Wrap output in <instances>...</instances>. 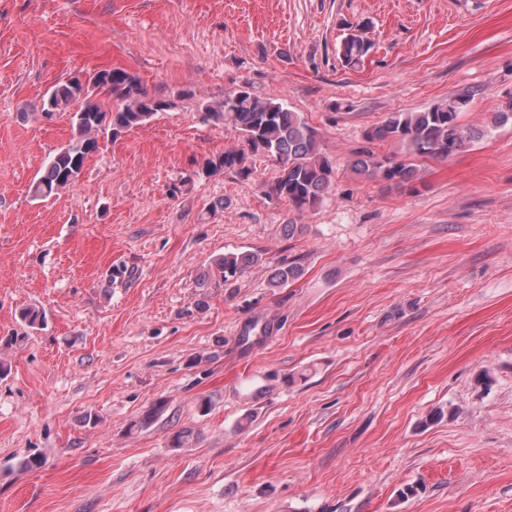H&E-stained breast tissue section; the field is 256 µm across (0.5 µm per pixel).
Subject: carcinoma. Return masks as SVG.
<instances>
[{"label":"carcinoma","mask_w":512,"mask_h":512,"mask_svg":"<svg viewBox=\"0 0 512 512\" xmlns=\"http://www.w3.org/2000/svg\"><path fill=\"white\" fill-rule=\"evenodd\" d=\"M372 48L359 34L347 35L340 46L342 64L355 68ZM99 79L109 87L107 97L116 102L108 112L103 105L91 101L96 87L69 79L48 90L43 98V110L67 115L75 134L68 144L50 155L42 175L30 185L35 199H43L74 185L79 179L84 161L97 149L98 133H108L114 139L150 121L166 110L170 102L148 95L130 73L110 68ZM466 97L417 112H397L382 123L369 128L364 138L369 146L354 154L350 161L352 173L363 179H381L397 186L417 179V158L446 160L483 139L489 128L465 127L461 113L467 106ZM204 117L235 129L253 153L273 158L279 165V175L271 184L269 194L285 200L298 212L317 207L333 185L335 165L321 151L317 132L301 113L288 106L285 99L260 95L248 83L224 93L220 102L204 106ZM391 142L403 149V156L380 155L370 144ZM243 152L226 151L217 160L204 163L207 173L233 170L250 174ZM259 261L253 253H226L216 262L224 284L232 285ZM299 269L282 264L274 271L273 286L281 287L297 278ZM30 328L47 324L46 313L30 307L20 314Z\"/></svg>","instance_id":"carcinoma-1"}]
</instances>
